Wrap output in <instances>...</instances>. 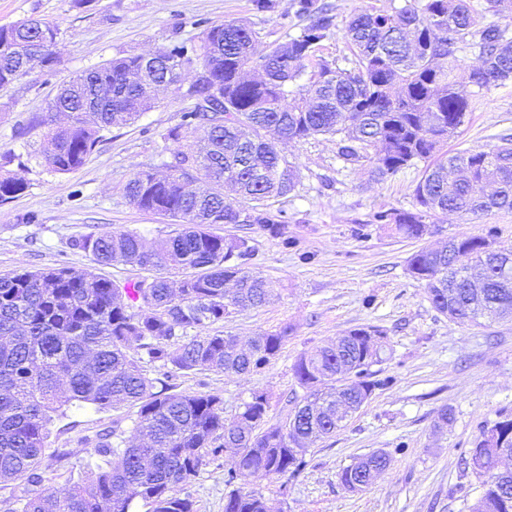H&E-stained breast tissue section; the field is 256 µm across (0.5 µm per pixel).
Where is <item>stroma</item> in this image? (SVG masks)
<instances>
[{
	"instance_id": "1",
	"label": "stroma",
	"mask_w": 512,
	"mask_h": 512,
	"mask_svg": "<svg viewBox=\"0 0 512 512\" xmlns=\"http://www.w3.org/2000/svg\"><path fill=\"white\" fill-rule=\"evenodd\" d=\"M27 17L55 21L61 28L54 70L33 71L0 89V156L16 155L9 172L28 188L0 205V273L18 268L96 269L117 282L139 280L144 270L129 265L96 266L73 239L105 231L134 230L154 241L173 229L171 218L142 211L125 186L143 169L162 171L175 149L163 138L178 123L191 81L160 96L159 104L135 123L113 129L74 172L50 173L39 154L46 117L58 87L85 70L123 54H149L174 39L199 35V22L252 20L250 0H0V27ZM512 134V83L474 94L467 121L445 151L488 149ZM298 167L294 190L276 201L292 218L284 248L256 224H217L216 234L247 238L248 262L268 282L272 296L256 309L232 314L217 330L246 341L257 333L288 328V340L261 372L228 374L218 369L178 373L181 391L217 394L225 417H233L252 392L269 397V420L291 413L304 390L293 375L295 360L351 328L375 325L387 333L377 377L383 382L369 400L330 437L306 452L301 473L280 481L253 479L282 501L285 512H469L479 487L461 459L481 427L512 414V320L482 326L438 313L424 286L407 272L412 253L462 235L494 230L498 246L512 250V213L492 212L476 220L437 216L431 236L405 239L371 223L382 208H412V189L423 168L416 165L375 182L368 162L345 167L331 137L282 143ZM37 223L25 224L27 213ZM452 410L437 427L440 409ZM119 423L134 434V411L119 405L106 413L71 408L51 426V445L80 453L85 436L103 424ZM375 450L392 462L366 490L346 491L339 474L358 456ZM230 458L203 466L180 488L197 512H224V475Z\"/></svg>"
}]
</instances>
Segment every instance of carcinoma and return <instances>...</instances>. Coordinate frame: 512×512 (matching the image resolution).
<instances>
[{
	"label": "carcinoma",
	"instance_id": "obj_1",
	"mask_svg": "<svg viewBox=\"0 0 512 512\" xmlns=\"http://www.w3.org/2000/svg\"><path fill=\"white\" fill-rule=\"evenodd\" d=\"M291 7L305 24L261 54L258 32L242 20L213 23L198 41H174L151 53L204 74L188 87L191 103L179 123L163 134L178 144L168 174L141 170L125 187L133 206L165 210L180 228L151 246L128 230L72 242L101 265L137 266L150 276L120 285L66 267L0 273V487L31 486L8 512H131L136 502L146 512H197L179 486L227 454L235 466L224 482L235 489L224 512H283L251 480L296 477L306 449L386 385L371 370L383 361L387 338L374 325L299 356L293 374L305 394L286 420L267 428L263 392H253L228 420L223 397L176 392L170 383L176 371L257 373L288 339L283 328L242 346L235 336L209 330L266 304L270 289L246 268L253 256L248 239L215 234L193 218L200 211L215 215L216 224L239 223V209L224 201L229 183L248 203L246 223L294 246L285 235L288 214L270 204L298 178L280 142L334 137L336 157L345 165L369 161L375 181L424 162L412 190L414 209H380L370 220L404 238L431 234L429 220L440 214L512 212V137L488 150L442 151L460 133L473 89L512 82L509 25H478L470 0L368 6L345 23L351 56L342 68L319 56L332 35V6L292 0ZM59 35V25L44 19L1 27L0 86L57 66ZM468 47L478 49V60L464 65L457 52ZM163 77L144 55L130 54L62 84L49 112H65L69 120H44L41 156L48 169L66 174L83 166L106 133L155 107L150 91ZM26 189L23 180L0 173V205ZM171 262L182 270L177 280L168 276ZM474 267L479 288L470 284ZM408 271L424 283L432 307L451 319L479 325L512 318V257L497 253L491 229L416 251ZM77 402L99 411L119 404L136 409L140 440L129 444L110 425L84 437L91 461L80 478L41 495L35 487L44 481L49 425ZM505 457L512 458V416L482 428L465 458L481 487L471 512H512V469L500 467ZM391 462L389 453L372 452L344 468L340 482L362 491Z\"/></svg>",
	"mask_w": 512,
	"mask_h": 512
}]
</instances>
